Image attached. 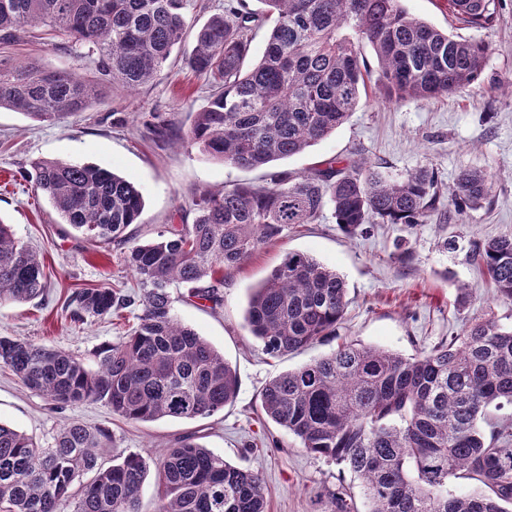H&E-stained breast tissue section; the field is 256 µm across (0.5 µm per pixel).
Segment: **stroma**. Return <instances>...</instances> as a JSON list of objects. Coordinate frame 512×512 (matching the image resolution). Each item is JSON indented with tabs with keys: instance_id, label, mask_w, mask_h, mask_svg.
Returning a JSON list of instances; mask_svg holds the SVG:
<instances>
[{
	"instance_id": "stroma-1",
	"label": "stroma",
	"mask_w": 512,
	"mask_h": 512,
	"mask_svg": "<svg viewBox=\"0 0 512 512\" xmlns=\"http://www.w3.org/2000/svg\"><path fill=\"white\" fill-rule=\"evenodd\" d=\"M403 5L448 34L485 42L489 54L481 81L443 98L391 101L382 93L372 50L364 49L370 73L355 111L329 136L278 166L301 173L334 156L361 157L393 178L429 166L442 181L440 219L413 226L376 224L368 233L350 237L327 214L285 231L232 271L221 305L176 302L177 317L222 352L237 372L238 395L219 414L128 422L91 401L55 411L0 367V421L42 439L75 420L107 428L112 445L101 451L107 464L122 454L160 456L192 435L228 463L261 473L268 512H327L331 495L340 490L354 495L357 512H366L353 473L308 453L262 413L265 384L345 341L411 357L459 335L470 322L492 318L512 325V298L495 294L469 258L474 241L512 234V0H502L496 24L486 29L460 23L449 14L445 0H403ZM0 60L9 65L35 60L86 79L98 74L96 55L72 46L61 34L45 39L26 35L8 51L0 50ZM209 94L207 77L175 57L153 82L133 91L105 86L101 102L91 111L56 124L0 109V219L40 255L49 276L43 295L0 306V336L34 340L84 357L99 344L117 342L135 321L129 315L71 323L66 300L73 289L133 292L137 280L123 265L119 249L87 241L63 223L45 195L34 191L25 176L30 161L90 163L133 182L144 198L141 221L129 228L139 243L155 239L167 225L192 223L193 201L201 192L261 183L262 171L208 161L197 150L158 143L147 134L150 123L188 130ZM467 168L491 174L493 186L490 203L461 216L448 195ZM450 239L454 247L445 248ZM290 251L310 254L342 275L351 303L337 335L272 358L249 335L244 316L253 289ZM462 285L468 290L464 297L458 292Z\"/></svg>"
}]
</instances>
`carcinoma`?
<instances>
[{"label": "carcinoma", "instance_id": "carcinoma-1", "mask_svg": "<svg viewBox=\"0 0 512 512\" xmlns=\"http://www.w3.org/2000/svg\"><path fill=\"white\" fill-rule=\"evenodd\" d=\"M229 0L195 36L184 64L211 80L207 104L178 143L207 160L242 169L298 155L346 122L365 87L362 47L373 49L390 100L458 93L483 75L488 46L452 37L412 16L403 0ZM464 24L489 28L499 0H446ZM193 0H0V43L42 27L98 54L102 75L136 90L152 81L182 42ZM271 22L250 68L253 30ZM101 83L36 61L0 62V109L43 123L86 112ZM36 190L87 240L124 248L139 291L77 288L70 319L135 314L117 343L84 359L33 340L0 336V367L56 408L102 402L130 422L207 418L237 396L236 372L209 341L181 323L173 290L218 304L224 281L262 245L330 210L354 235L367 224H426L441 182L430 167L390 178L366 159L332 158L303 173L268 174L266 185L202 193L191 224L146 243L126 233L140 223L141 191L96 165L34 159ZM491 179L462 171L451 193L459 215L488 202ZM472 259L500 295L512 298V235L476 241ZM44 265L0 220V304L43 294ZM350 304L346 282L313 256L288 252L250 297L245 321L268 355L328 336ZM512 405V326L475 321L415 357L343 342L329 355L273 377L261 407L301 447L362 479L369 512H509L512 433H485L489 407ZM112 434L73 421L42 444L0 421V512H139L152 458L128 454L104 466ZM158 512H266L262 476L232 466L188 437L155 461ZM454 479L482 491L451 493ZM329 512H355L331 495Z\"/></svg>", "mask_w": 512, "mask_h": 512}]
</instances>
